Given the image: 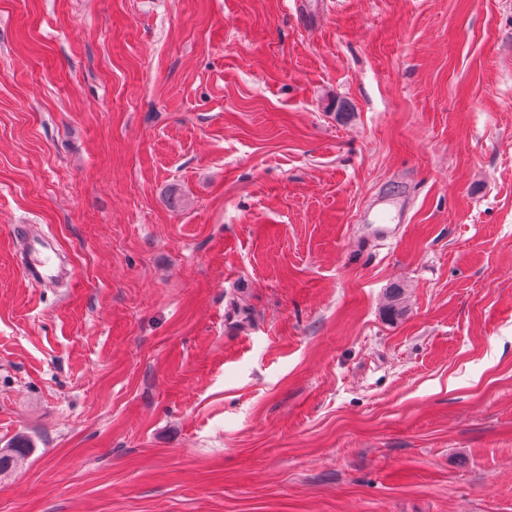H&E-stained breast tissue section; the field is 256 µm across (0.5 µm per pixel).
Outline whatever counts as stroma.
<instances>
[{
	"label": "stroma",
	"mask_w": 512,
	"mask_h": 512,
	"mask_svg": "<svg viewBox=\"0 0 512 512\" xmlns=\"http://www.w3.org/2000/svg\"><path fill=\"white\" fill-rule=\"evenodd\" d=\"M20 434L0 512H512V0H0ZM373 212L366 218L368 224H379L377 231L386 238L395 234L396 227L392 228L390 224H399L401 217L400 198L395 195H383L376 199ZM50 249L47 242L33 243L31 246L32 258L23 264V273L34 285L40 286L58 275L48 254ZM29 439L19 437L11 448L0 450V474L20 467L30 456L33 448Z\"/></svg>",
	"instance_id": "obj_1"
}]
</instances>
